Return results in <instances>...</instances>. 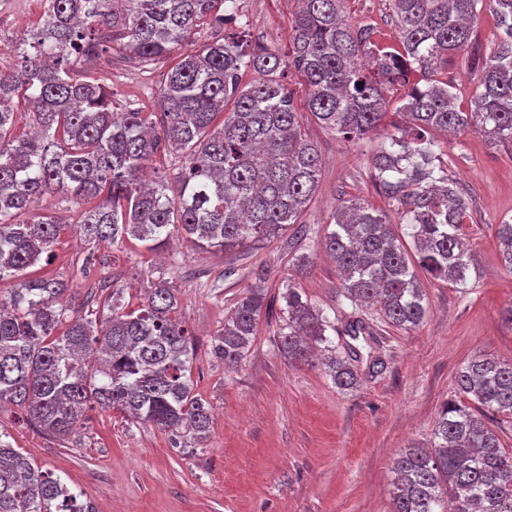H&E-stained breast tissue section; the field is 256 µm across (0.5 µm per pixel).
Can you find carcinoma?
<instances>
[{
    "mask_svg": "<svg viewBox=\"0 0 512 512\" xmlns=\"http://www.w3.org/2000/svg\"><path fill=\"white\" fill-rule=\"evenodd\" d=\"M47 8L15 47L17 68L0 69V281L14 279L0 302V405L24 410L49 437L69 441L95 408L168 431L188 445L206 439L212 405L195 393L192 331L175 317L176 289L158 277L138 307L114 288L98 308L64 302L69 285L26 278L64 227L31 203L62 199L80 207L75 231L86 242L122 245L133 238L158 251L178 232L195 249L235 253L295 224L321 173L307 140L294 91L305 81V106L347 141L378 132L387 95L406 92L397 113L405 129L389 135L372 159L375 182L401 215L352 196L333 215L323 246L336 263L342 296L373 307L404 331L418 327L427 302L416 269L470 287L478 269L463 239L468 201L430 133L471 129L512 149V0H391L399 47L373 41L374 29L345 18L344 0H297L287 50L248 44L224 33L237 0H45ZM501 37L481 68L468 109L438 79L448 55L468 46L484 10ZM204 28L220 35L195 47ZM126 52L144 66L171 60L156 98L161 133L139 109L112 110V87L79 77L80 62ZM258 74L242 83L245 71ZM421 72L426 85L411 81ZM30 108L29 131H18L15 103ZM164 151L177 166L147 182L145 162ZM441 176H435V172ZM504 264L512 269V222L497 225ZM287 331L279 347L306 363L323 345L322 364L336 387L360 385V351L343 355L327 332L335 325L293 282L281 294ZM266 307L250 288L211 339L213 358L233 370L244 360ZM353 340H374L369 323L350 321ZM458 399L446 403L429 445L403 450L392 512H512V450L484 415L512 418V361L478 356L456 376ZM61 478L35 467L0 428V512H95Z\"/></svg>",
    "mask_w": 512,
    "mask_h": 512,
    "instance_id": "carcinoma-1",
    "label": "carcinoma"
}]
</instances>
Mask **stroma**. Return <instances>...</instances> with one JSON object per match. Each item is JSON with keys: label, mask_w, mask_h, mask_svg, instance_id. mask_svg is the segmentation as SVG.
Here are the masks:
<instances>
[{"label": "stroma", "mask_w": 512, "mask_h": 512, "mask_svg": "<svg viewBox=\"0 0 512 512\" xmlns=\"http://www.w3.org/2000/svg\"><path fill=\"white\" fill-rule=\"evenodd\" d=\"M44 6L45 0H0V67H13L9 45ZM237 6L253 40L286 48L295 0H238ZM346 12L374 28L378 46L396 45L390 0H347ZM496 32L491 13H483L475 39L449 56L442 70L461 107L470 104L478 63ZM168 67L160 61L141 69L113 54L86 69L111 85L113 110L133 103L150 112ZM301 124L323 158L309 207L277 238L233 255L199 254L178 238L157 255L135 242L91 246L75 233L70 204L44 201L67 224L52 257L32 267V276L64 280L78 306L95 305L116 285L139 303L144 288L165 276L179 292L178 318L196 332L195 391L214 408L209 437L187 451L175 447L170 433L112 411H93L75 440L57 442L18 421L15 408L0 410L13 446L82 493L95 512H391L392 462L405 448L429 442L443 404L457 395V372L480 355L512 360V324L502 319L512 303V271L496 237L501 220L512 217V151L471 130L438 139L436 152L451 159L450 171L467 194L470 219L463 232L478 257V273L465 292L420 273L428 313L405 332L345 299L336 267L322 251L331 216L345 199L360 195L384 206L370 167L382 138L344 141L307 112ZM89 253L93 263L81 270L78 261ZM302 254L309 266L300 274L290 258ZM290 279L336 325L330 339L337 351L350 342L340 332L347 321L362 316L372 322L376 338L360 348L356 390H340L324 368L290 364L279 352L285 320L280 294ZM255 285L265 288L268 310L245 359L228 371L211 356L209 343L246 287Z\"/></svg>", "instance_id": "35a3bbf8"}]
</instances>
